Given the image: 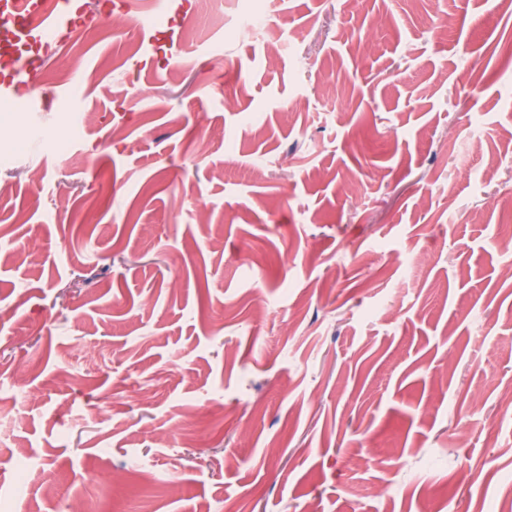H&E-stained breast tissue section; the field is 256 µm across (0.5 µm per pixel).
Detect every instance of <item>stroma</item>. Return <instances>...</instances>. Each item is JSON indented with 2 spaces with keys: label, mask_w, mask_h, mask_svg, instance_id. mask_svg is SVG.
<instances>
[{
  "label": "stroma",
  "mask_w": 512,
  "mask_h": 512,
  "mask_svg": "<svg viewBox=\"0 0 512 512\" xmlns=\"http://www.w3.org/2000/svg\"><path fill=\"white\" fill-rule=\"evenodd\" d=\"M81 2L0 112V512H496L512 8Z\"/></svg>",
  "instance_id": "stroma-1"
}]
</instances>
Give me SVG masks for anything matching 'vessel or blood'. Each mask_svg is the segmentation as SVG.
Returning <instances> with one entry per match:
<instances>
[{
    "mask_svg": "<svg viewBox=\"0 0 512 512\" xmlns=\"http://www.w3.org/2000/svg\"><path fill=\"white\" fill-rule=\"evenodd\" d=\"M80 7L77 0H58L46 11L44 0H0V103H13L20 85L29 83L41 67L36 49L46 27L60 30L72 25Z\"/></svg>",
    "mask_w": 512,
    "mask_h": 512,
    "instance_id": "obj_1",
    "label": "vessel or blood"
}]
</instances>
